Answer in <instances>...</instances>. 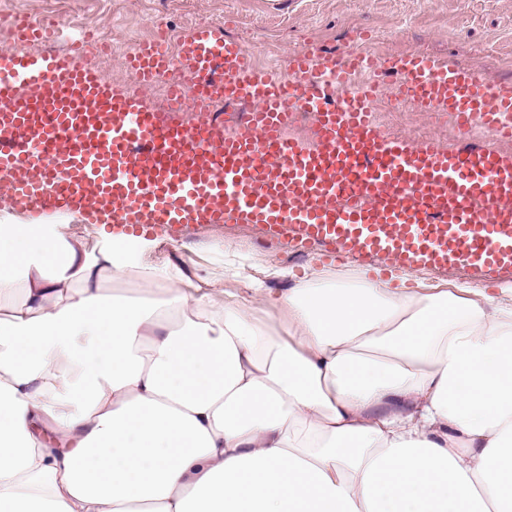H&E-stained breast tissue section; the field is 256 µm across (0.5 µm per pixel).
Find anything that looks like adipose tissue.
I'll return each instance as SVG.
<instances>
[{
    "mask_svg": "<svg viewBox=\"0 0 512 512\" xmlns=\"http://www.w3.org/2000/svg\"><path fill=\"white\" fill-rule=\"evenodd\" d=\"M71 222L0 206V512H512V286L276 297L232 243L200 275ZM103 288H106L110 291L116 289L119 292L128 294V295H137L140 291H150L149 296L154 298L155 300H159L163 297V289L159 286H150L146 283H142L139 280L128 279L125 281H113L111 279H105L103 281Z\"/></svg>",
    "mask_w": 512,
    "mask_h": 512,
    "instance_id": "1",
    "label": "adipose tissue"
}]
</instances>
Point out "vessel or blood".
Instances as JSON below:
<instances>
[{
	"label": "vessel or blood",
	"mask_w": 512,
	"mask_h": 512,
	"mask_svg": "<svg viewBox=\"0 0 512 512\" xmlns=\"http://www.w3.org/2000/svg\"><path fill=\"white\" fill-rule=\"evenodd\" d=\"M17 42L53 25L22 15ZM65 54L0 55V191L40 217L79 213L143 234L192 224L259 225L331 261L394 257L406 267L458 268L485 282L512 272V158L479 145L453 150L385 133L374 118L386 77L421 112H445L461 130L512 139V85L422 51L378 61L353 48H305L290 78L255 66L220 25H197L177 52L138 43V82L167 79L175 97L247 101L244 128L224 131L145 104ZM371 73L358 83L362 73ZM343 98L329 105L330 91ZM315 116L312 140L289 136L296 112Z\"/></svg>",
	"instance_id": "vessel-or-blood-1"
}]
</instances>
